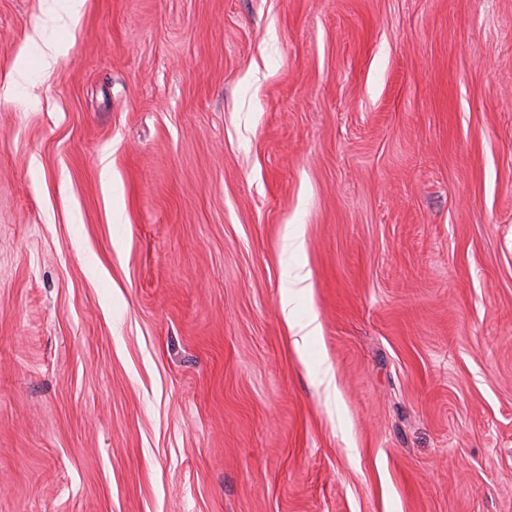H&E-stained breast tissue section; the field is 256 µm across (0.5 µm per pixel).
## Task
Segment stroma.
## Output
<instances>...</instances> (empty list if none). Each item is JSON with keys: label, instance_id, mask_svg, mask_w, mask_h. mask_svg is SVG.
I'll use <instances>...</instances> for the list:
<instances>
[{"label": "stroma", "instance_id": "1", "mask_svg": "<svg viewBox=\"0 0 512 512\" xmlns=\"http://www.w3.org/2000/svg\"><path fill=\"white\" fill-rule=\"evenodd\" d=\"M51 4L0 0V512H512V0H85L17 74ZM38 37L41 43L32 38L30 40V47L38 54L43 66L51 68L56 63L57 59L65 53L66 47L59 41L44 40L41 34H38Z\"/></svg>", "mask_w": 512, "mask_h": 512}]
</instances>
